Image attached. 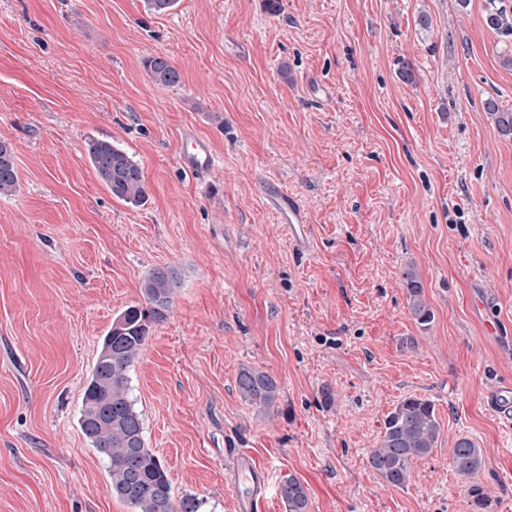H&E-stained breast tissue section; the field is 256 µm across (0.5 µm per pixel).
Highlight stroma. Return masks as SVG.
<instances>
[{
	"label": "stroma",
	"instance_id": "stroma-1",
	"mask_svg": "<svg viewBox=\"0 0 512 512\" xmlns=\"http://www.w3.org/2000/svg\"><path fill=\"white\" fill-rule=\"evenodd\" d=\"M485 5L0 0L18 173L0 196V512H131L79 418L102 336L161 267L180 286L129 382L175 498L236 512L227 458L244 451L272 487L301 481L309 512H474L451 467L467 437L486 512H512V428L488 401L512 385V139L483 109H512V42ZM152 55L179 85L152 80ZM189 131L215 156L201 177L181 168ZM92 139L140 165L145 204L98 179ZM281 194L306 211V246ZM245 367L276 379L272 407L242 400ZM408 396L442 431L395 488L368 453ZM145 66L150 71L153 80L162 86H176L180 83L181 77L179 71L173 66L171 61L163 55L148 57ZM403 283L407 292L410 312L414 320L419 325H428L433 319V313L423 298V289L418 277L411 270L405 271Z\"/></svg>",
	"mask_w": 512,
	"mask_h": 512
}]
</instances>
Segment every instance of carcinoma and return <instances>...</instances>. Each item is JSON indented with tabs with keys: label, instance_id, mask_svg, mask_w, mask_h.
Instances as JSON below:
<instances>
[{
	"label": "carcinoma",
	"instance_id": "cac0c4a2",
	"mask_svg": "<svg viewBox=\"0 0 512 512\" xmlns=\"http://www.w3.org/2000/svg\"><path fill=\"white\" fill-rule=\"evenodd\" d=\"M484 23L504 40L512 39V9L497 4V0H488ZM145 66L162 86L180 83L179 71L163 55L147 58ZM483 108L499 133L511 137L512 110L500 108L493 98L486 99ZM87 154L96 175L114 197L132 205L146 202L142 170L125 151L109 140L94 139L87 144ZM16 184L12 147L0 141V195L11 194ZM403 283L414 320L428 325L433 313L423 298L418 277L408 270ZM178 286L177 273L165 267L154 270L143 282L146 306H130L112 322L100 341L83 394L81 430L108 464L112 494L132 512H199L202 505L193 496L174 499L168 470L147 447L143 419L130 396L128 373L138 362L152 325L166 318ZM236 383L242 399L252 405L269 408L276 401L278 383L266 372L243 368ZM440 433L433 401L406 397L386 416L382 438L371 449L368 463L387 485L403 487L410 480L413 463L432 452ZM451 462L458 476L471 479L482 467L481 449L462 437L455 443ZM279 495L287 512H309L307 491L297 478L283 479Z\"/></svg>",
	"mask_w": 512,
	"mask_h": 512
}]
</instances>
